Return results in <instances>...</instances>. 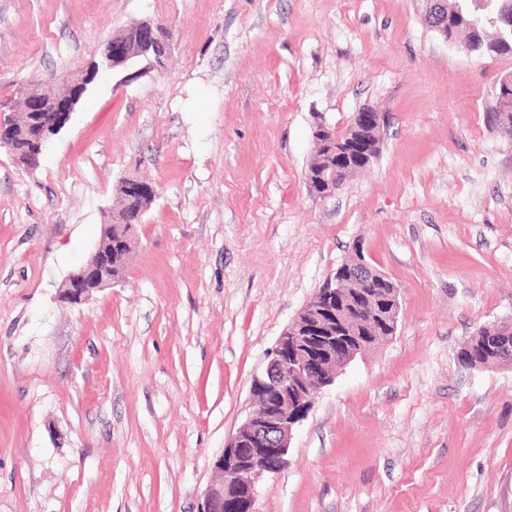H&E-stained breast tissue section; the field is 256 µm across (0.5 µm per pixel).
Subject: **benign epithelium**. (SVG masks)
<instances>
[{
	"label": "benign epithelium",
	"mask_w": 512,
	"mask_h": 512,
	"mask_svg": "<svg viewBox=\"0 0 512 512\" xmlns=\"http://www.w3.org/2000/svg\"><path fill=\"white\" fill-rule=\"evenodd\" d=\"M425 21L443 40H448V2L429 0ZM166 28L160 23L139 24L136 54L127 53L123 44L108 42L102 52V67L125 68L134 58L148 63L154 70L170 51ZM96 76L89 69L78 76L62 79L68 94L59 98L48 115L40 116L33 128H20L15 114L0 109V147L11 148L18 138H25L30 147L22 159L25 165L38 164L50 137L70 120L87 86ZM383 117L372 109L356 113L352 134L346 142L340 133L324 131L328 138L321 146L336 158L328 165L306 176L308 184L336 191L340 175H353L365 164L369 147L381 137ZM136 225H124V235L112 241V225H106V241L98 246L86 263L72 274L64 287V299L78 303L95 290L119 281L112 275V244L128 245L135 235ZM355 257L339 267L334 281L318 289L302 306L295 318L279 336L267 356L262 372L252 379L251 395L257 407L250 411L224 443L221 453L212 461L218 480L205 491L200 512H224V508L254 512L258 489L264 480L281 472L288 464V452L293 432L305 420L318 395L330 386L336 372L369 349L389 340L395 334L399 319L396 303L398 289L382 271L364 258L363 248L354 246ZM365 282L390 285L386 299L361 295L358 289ZM359 298L371 310L376 321L388 334L366 341L355 326L354 298ZM483 345L493 355L485 367L512 366V333L482 337Z\"/></svg>",
	"instance_id": "obj_1"
}]
</instances>
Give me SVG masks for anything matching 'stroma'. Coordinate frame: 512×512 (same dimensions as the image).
<instances>
[{
	"mask_svg": "<svg viewBox=\"0 0 512 512\" xmlns=\"http://www.w3.org/2000/svg\"><path fill=\"white\" fill-rule=\"evenodd\" d=\"M426 0H0V102L55 90L127 26L164 70L103 73L36 168L0 149V512H198L283 330L362 243L398 329L339 370L255 512H512V368L465 369L512 324V55L477 58ZM384 118L329 195L323 123ZM157 196L124 277L79 304L120 179Z\"/></svg>",
	"mask_w": 512,
	"mask_h": 512,
	"instance_id": "1",
	"label": "stroma"
}]
</instances>
